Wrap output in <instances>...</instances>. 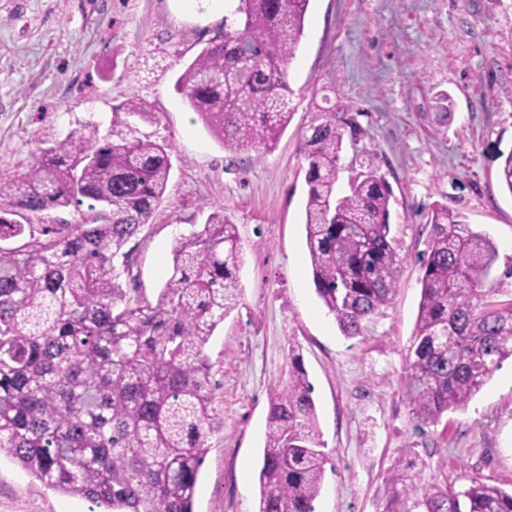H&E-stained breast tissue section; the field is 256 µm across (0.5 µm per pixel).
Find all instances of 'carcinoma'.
<instances>
[{"label": "carcinoma", "mask_w": 512, "mask_h": 512, "mask_svg": "<svg viewBox=\"0 0 512 512\" xmlns=\"http://www.w3.org/2000/svg\"><path fill=\"white\" fill-rule=\"evenodd\" d=\"M231 2L224 36L175 89L224 148L261 153L291 121L287 66L309 0ZM150 115L133 97L103 136L90 118L45 133L34 164L0 180V452L103 512H194L216 388L206 345L240 296L242 246L222 211L175 239L156 301L123 287L137 265L127 244L152 222L172 169V145L137 126ZM357 116L327 112L302 142L312 281L348 338L392 304L402 263L392 190ZM495 158L512 195V149ZM70 207L74 223L47 215ZM428 225L403 394L434 425L512 361V257L499 269L495 241L446 205ZM313 392L291 357L269 397L257 512H315L329 456ZM426 468L407 450L382 512H512V491L477 478L457 490Z\"/></svg>", "instance_id": "cac0c4a2"}]
</instances>
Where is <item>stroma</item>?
<instances>
[{
    "label": "stroma",
    "instance_id": "stroma-1",
    "mask_svg": "<svg viewBox=\"0 0 512 512\" xmlns=\"http://www.w3.org/2000/svg\"><path fill=\"white\" fill-rule=\"evenodd\" d=\"M224 28L182 0H0V177L25 172L36 139L94 118L108 129L129 98L152 116L142 132L172 143L167 194L134 238L135 288L156 299L174 239L224 211L243 249L237 307L206 353L217 384L196 512H256L269 396L300 355L330 452L316 512H381L405 449L454 486L512 489V365L465 409L414 419L402 393L420 300L428 215L438 204L488 231L512 256V194L495 150L512 149V0H310L287 73L293 115L271 151L224 148L175 81ZM453 102L442 122L436 94ZM336 104L360 111L393 189L403 258L392 305L346 338L318 300L303 225L302 134ZM0 454V512H89Z\"/></svg>",
    "mask_w": 512,
    "mask_h": 512
}]
</instances>
